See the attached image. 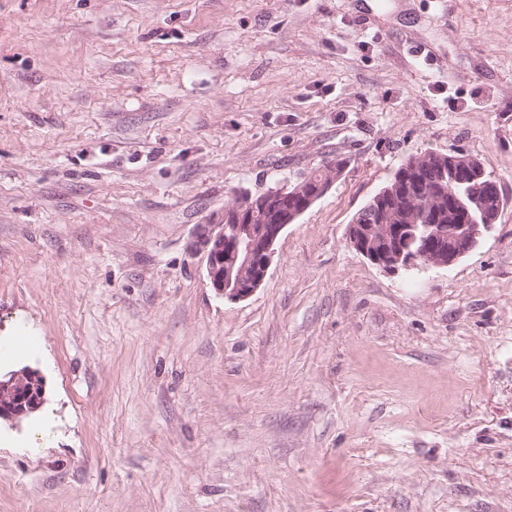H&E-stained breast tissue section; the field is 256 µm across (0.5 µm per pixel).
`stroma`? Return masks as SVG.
Listing matches in <instances>:
<instances>
[{"mask_svg": "<svg viewBox=\"0 0 512 512\" xmlns=\"http://www.w3.org/2000/svg\"><path fill=\"white\" fill-rule=\"evenodd\" d=\"M478 158L469 255L347 243L408 159ZM341 164L268 275L190 242ZM0 512H512V0H0ZM45 398L42 376L27 368L0 373V419L17 420L34 412Z\"/></svg>", "mask_w": 512, "mask_h": 512, "instance_id": "35a3bbf8", "label": "stroma"}]
</instances>
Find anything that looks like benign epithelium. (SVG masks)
Instances as JSON below:
<instances>
[{
    "mask_svg": "<svg viewBox=\"0 0 512 512\" xmlns=\"http://www.w3.org/2000/svg\"><path fill=\"white\" fill-rule=\"evenodd\" d=\"M447 165L438 168L441 182L448 175L475 174L485 178V170L476 159L464 153L446 156ZM337 172L325 183L313 184L298 195L297 206L288 204L293 197L286 189L266 194L267 203L282 209L279 224H198L192 235L191 247L204 255L206 275L215 292L231 301L252 295L265 281L274 255V247L284 229L302 215L331 188ZM461 213L458 224H408L405 229L412 250L401 247L395 237L398 228L390 224H351L348 244L375 266L395 271L417 266H450L469 254L492 224L483 219L480 203L473 194L456 197ZM45 398L42 376L27 368L11 371L0 377V419H20L34 412Z\"/></svg>",
    "mask_w": 512,
    "mask_h": 512,
    "instance_id": "obj_1",
    "label": "benign epithelium"
}]
</instances>
